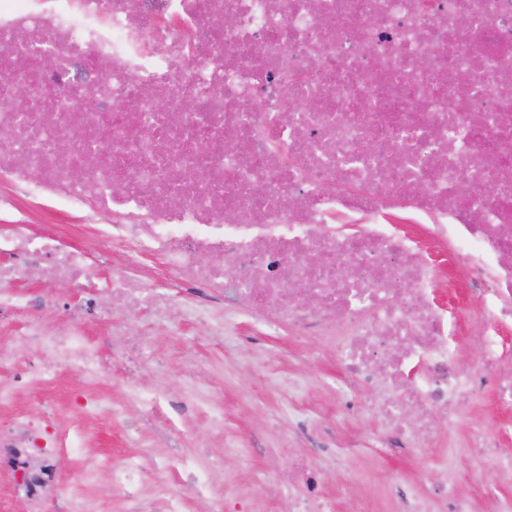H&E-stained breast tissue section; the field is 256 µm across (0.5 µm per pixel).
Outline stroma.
Returning <instances> with one entry per match:
<instances>
[{
    "label": "stroma",
    "instance_id": "35a3bbf8",
    "mask_svg": "<svg viewBox=\"0 0 512 512\" xmlns=\"http://www.w3.org/2000/svg\"><path fill=\"white\" fill-rule=\"evenodd\" d=\"M26 223L40 231L68 230L69 241L83 246L80 226L85 217L63 210L51 200L23 198L18 203ZM156 257H139L114 247L110 258L93 261L94 284H101L124 274L128 265L142 269L140 281L147 288H166V281L156 279ZM28 300L23 317H0V332L17 329L20 320L54 325L59 319L75 317L84 324L88 335L104 349H112L110 322L128 321L142 335L151 339L149 357L131 369L132 379L146 390L160 395L190 400L185 417H178L169 406L148 421H139L136 413L116 409L93 427L94 444L85 449L81 459L70 454H55L52 463L57 476L76 478L82 464L99 456L111 457L121 464L137 442L127 432L139 428L154 453L175 448L198 456L201 463L214 462L223 467L224 497L228 512H238L253 483V477L266 460L267 450L286 448L313 449V464L323 474H330L334 462L318 453L316 446L327 441L336 448L351 449L349 471L359 481L360 490L383 497L385 475L397 469L406 475L422 467L432 468L435 477L452 475L460 493L490 507L493 499L512 497V481H503L493 465L468 449L473 427L496 433L501 414L492 392L479 395L472 407L447 428L440 451L382 456L364 446V439L383 434L380 419L371 413L345 411L336 397V380L341 369L333 351H325L318 360H310L311 340L283 331L257 337L248 321L238 324L234 335L208 331L195 318L186 317L177 330L170 331L162 313L143 311L128 316L121 304H113L111 319L92 316L88 302L91 292L59 282L43 287L39 278L28 276L21 284ZM305 409L314 415L316 427L311 435L295 433L290 410ZM224 414L223 432L212 431L210 418ZM447 454V469H439L440 454Z\"/></svg>",
    "mask_w": 512,
    "mask_h": 512
}]
</instances>
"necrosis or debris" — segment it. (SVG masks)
Wrapping results in <instances>:
<instances>
[{
	"label": "necrosis or debris",
	"mask_w": 512,
	"mask_h": 512,
	"mask_svg": "<svg viewBox=\"0 0 512 512\" xmlns=\"http://www.w3.org/2000/svg\"><path fill=\"white\" fill-rule=\"evenodd\" d=\"M460 72L472 76L463 95ZM507 74L512 0H0V176L16 194L111 216L92 227L94 253L119 244L161 258L159 277L223 302L218 331L248 317L263 336L319 337L342 369L344 408L381 418L378 451L434 449L484 389L512 417ZM86 99L95 110L80 111ZM1 252L24 263L0 270V313L25 311L9 283L43 258L74 287L92 278L81 251L20 219ZM452 268L476 309L441 302ZM137 277L113 280L109 295L132 313L171 308V294L133 287ZM22 331L0 345V369L15 373L0 383V470L14 475L0 512H41L51 496L68 512H103L83 492L102 477L123 512H186L191 495L224 512L195 457L146 445L117 466L97 459L79 481L52 479L43 436L75 455L88 447L91 423L112 411L113 370L151 341L126 330L112 353L71 322ZM18 344L35 358H18ZM66 371L104 395L73 393L62 427L18 407L23 387ZM347 455L336 494L302 448L271 453L256 489L287 495L293 512H367L349 492ZM387 488L398 512H478L454 480L426 471L415 485L391 474Z\"/></svg>",
	"instance_id": "4bbe7bcc"
}]
</instances>
